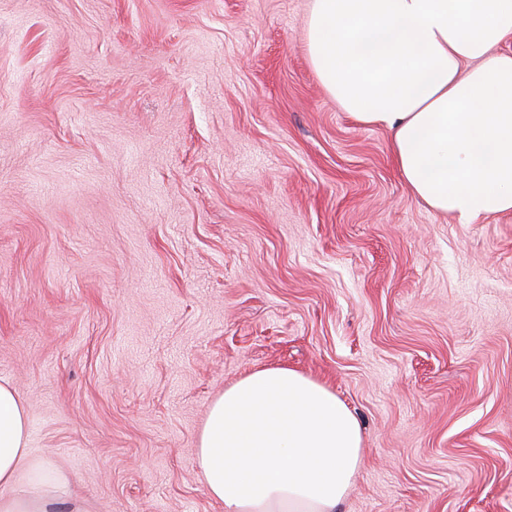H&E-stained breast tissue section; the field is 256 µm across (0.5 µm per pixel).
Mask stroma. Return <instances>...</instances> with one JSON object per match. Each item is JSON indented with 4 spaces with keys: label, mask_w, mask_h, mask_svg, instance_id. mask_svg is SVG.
Returning a JSON list of instances; mask_svg holds the SVG:
<instances>
[{
    "label": "stroma",
    "mask_w": 512,
    "mask_h": 512,
    "mask_svg": "<svg viewBox=\"0 0 512 512\" xmlns=\"http://www.w3.org/2000/svg\"><path fill=\"white\" fill-rule=\"evenodd\" d=\"M310 0H0V383L89 512H224L198 434L286 366L362 425L339 512H512V213L417 201Z\"/></svg>",
    "instance_id": "1"
}]
</instances>
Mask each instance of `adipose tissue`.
I'll return each instance as SVG.
<instances>
[{
  "label": "adipose tissue",
  "instance_id": "adipose-tissue-1",
  "mask_svg": "<svg viewBox=\"0 0 512 512\" xmlns=\"http://www.w3.org/2000/svg\"><path fill=\"white\" fill-rule=\"evenodd\" d=\"M512 0H311L308 61L357 122L391 134L414 196L460 224L512 213ZM28 421L0 383V512H84L50 463L28 476ZM196 459L224 512H337L362 469L361 424L327 385L283 366L210 404Z\"/></svg>",
  "mask_w": 512,
  "mask_h": 512
}]
</instances>
